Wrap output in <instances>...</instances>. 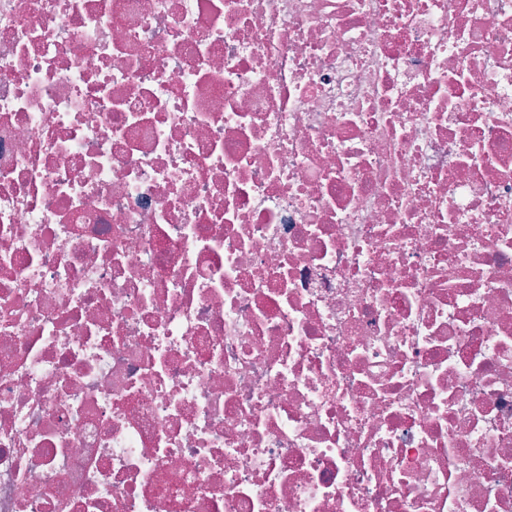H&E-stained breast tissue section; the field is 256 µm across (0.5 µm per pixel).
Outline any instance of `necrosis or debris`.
Masks as SVG:
<instances>
[{
  "instance_id": "necrosis-or-debris-1",
  "label": "necrosis or debris",
  "mask_w": 512,
  "mask_h": 512,
  "mask_svg": "<svg viewBox=\"0 0 512 512\" xmlns=\"http://www.w3.org/2000/svg\"><path fill=\"white\" fill-rule=\"evenodd\" d=\"M0 512H512V0H0Z\"/></svg>"
}]
</instances>
